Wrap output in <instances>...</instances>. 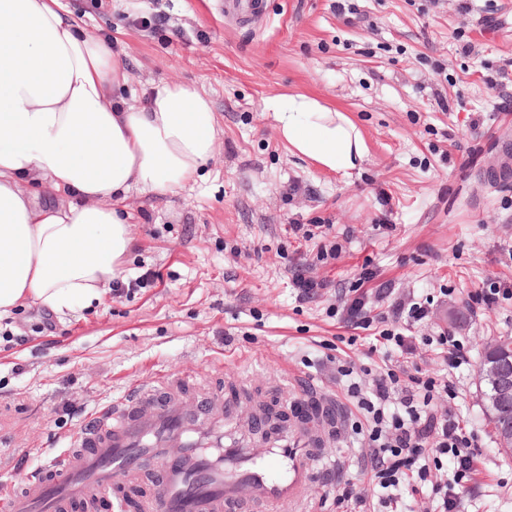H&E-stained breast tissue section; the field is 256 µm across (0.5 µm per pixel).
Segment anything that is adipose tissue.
I'll use <instances>...</instances> for the list:
<instances>
[{"mask_svg":"<svg viewBox=\"0 0 512 512\" xmlns=\"http://www.w3.org/2000/svg\"><path fill=\"white\" fill-rule=\"evenodd\" d=\"M128 82L111 42L79 34L59 0H0V316L98 300L131 249L129 194L180 187L214 157L218 122L204 92L159 83L132 105L118 94ZM264 107L319 170L363 162L346 113L304 93ZM38 186L61 203L39 205Z\"/></svg>","mask_w":512,"mask_h":512,"instance_id":"ef3b65f1","label":"adipose tissue"}]
</instances>
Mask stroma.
Segmentation results:
<instances>
[{"label": "stroma", "instance_id": "obj_1", "mask_svg": "<svg viewBox=\"0 0 512 512\" xmlns=\"http://www.w3.org/2000/svg\"><path fill=\"white\" fill-rule=\"evenodd\" d=\"M81 29L111 41L129 71L127 102L151 84L205 91L218 122L204 177L171 192L131 193L133 246L124 278L145 288L106 290L84 311L55 317L29 304L0 318V489L64 461L86 417L133 384L169 375L187 399L248 394L238 434L254 444L251 412H292L305 383L343 395L339 362L404 368L449 381L440 397L477 433L482 457L460 512H512V458L500 454L478 381L484 346L512 336V0H264L249 20L221 0H60ZM473 49L463 52V39ZM507 72L489 87L487 77ZM306 93L346 112L367 155L351 174L324 172L291 153L265 99ZM336 246L322 263L319 246ZM325 280L300 298L295 273ZM495 289L492 306L471 294ZM364 303L372 327L408 326L416 351L374 347L344 321ZM450 330L467 363L449 368L424 336ZM324 457L347 467L370 500L351 429Z\"/></svg>", "mask_w": 512, "mask_h": 512}]
</instances>
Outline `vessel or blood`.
Masks as SVG:
<instances>
[{"mask_svg":"<svg viewBox=\"0 0 512 512\" xmlns=\"http://www.w3.org/2000/svg\"><path fill=\"white\" fill-rule=\"evenodd\" d=\"M178 384L160 378L156 387H130L107 411V427L81 425L66 464L45 468L36 482L13 494L12 512H95L100 496L122 503L127 483L151 460L164 469L143 512H276L303 501L318 480L317 425L295 424L274 448L257 453L237 434L235 401L214 411L207 399L187 405ZM319 417L335 430L345 425L342 402L320 395Z\"/></svg>","mask_w":512,"mask_h":512,"instance_id":"vessel-or-blood-1","label":"vessel or blood"}]
</instances>
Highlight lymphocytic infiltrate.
<instances>
[{
	"label": "lymphocytic infiltrate",
	"mask_w": 512,
	"mask_h": 512,
	"mask_svg": "<svg viewBox=\"0 0 512 512\" xmlns=\"http://www.w3.org/2000/svg\"><path fill=\"white\" fill-rule=\"evenodd\" d=\"M339 372L349 380L346 400L365 420L354 432L366 450L368 480L385 490L386 506L394 507L406 495L425 494L438 512H457L482 452L477 436L453 414L435 411L436 400L451 393V385L418 374L404 379L388 368L365 387L350 381L348 367ZM446 458L453 464V477L441 485L432 481L430 467Z\"/></svg>",
	"instance_id": "obj_1"
}]
</instances>
